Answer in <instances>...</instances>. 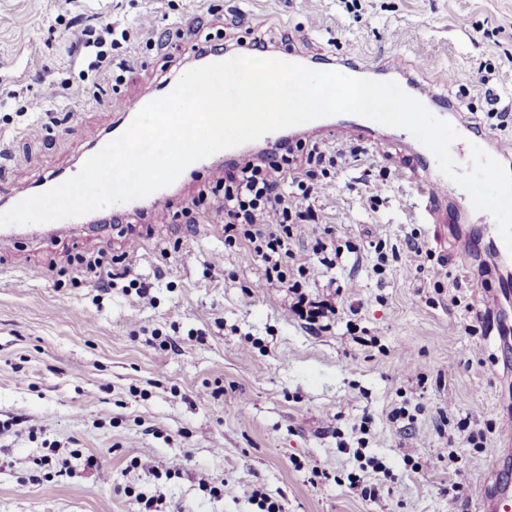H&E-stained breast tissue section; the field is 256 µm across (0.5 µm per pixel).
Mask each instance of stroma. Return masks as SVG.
Masks as SVG:
<instances>
[{
    "mask_svg": "<svg viewBox=\"0 0 512 512\" xmlns=\"http://www.w3.org/2000/svg\"><path fill=\"white\" fill-rule=\"evenodd\" d=\"M157 5L73 0L71 25L57 19L61 0H0L1 205L42 192L43 175H74L87 146L81 129L111 131L167 62L135 37L139 64L121 80L94 81L75 52V26L108 18L128 30ZM197 17L235 37L288 35L286 49L305 66L330 58L374 80L387 70L479 124L485 143L501 135L486 93L512 102V0H174L162 25ZM52 82L67 86L68 124L18 115L5 96L20 86L37 97ZM315 140L329 151L366 149L315 200L340 256L310 293L332 278L358 284L326 332L286 316L285 289L245 294L260 263L247 247L225 248L218 224L125 212L118 224L0 244V512H137L139 492L162 493L163 512H257L256 491L282 512H475L491 460H512L496 426L512 391L500 371L512 345L475 329L477 297L499 281L481 286L469 259L435 235L402 130L334 127ZM382 169L389 176L377 189L368 174ZM223 175L190 168L173 210ZM413 234L432 258L449 259L443 289L418 270ZM134 240L141 246L112 290L61 288L51 274ZM132 280L145 299L125 295ZM90 455L101 472L85 468ZM136 457L182 468L159 480L132 467ZM354 481L375 497L353 494ZM217 484L219 498L209 493Z\"/></svg>",
    "mask_w": 512,
    "mask_h": 512,
    "instance_id": "obj_1",
    "label": "stroma"
}]
</instances>
